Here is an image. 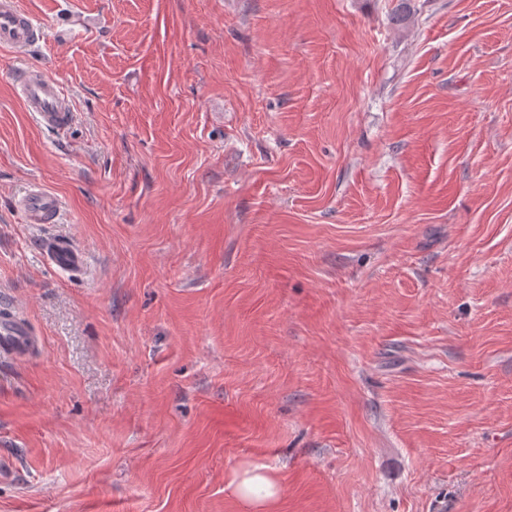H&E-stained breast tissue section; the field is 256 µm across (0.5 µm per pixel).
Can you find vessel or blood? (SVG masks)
Here are the masks:
<instances>
[{"label": "vessel or blood", "mask_w": 512, "mask_h": 512, "mask_svg": "<svg viewBox=\"0 0 512 512\" xmlns=\"http://www.w3.org/2000/svg\"><path fill=\"white\" fill-rule=\"evenodd\" d=\"M39 38V30L19 0H0V46L22 52ZM19 95L27 111L45 127L65 129L73 120L65 99L63 86L45 71L32 66L22 67L17 74ZM23 220L28 224H56L62 216V201L42 184L34 188L19 203ZM39 252L60 274L72 276L87 267V253L73 242L43 238ZM37 345L22 314L10 309L0 310V360L14 359L29 353Z\"/></svg>", "instance_id": "1"}]
</instances>
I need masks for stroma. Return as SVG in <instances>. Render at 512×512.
Returning a JSON list of instances; mask_svg holds the SVG:
<instances>
[{"mask_svg":"<svg viewBox=\"0 0 512 512\" xmlns=\"http://www.w3.org/2000/svg\"><path fill=\"white\" fill-rule=\"evenodd\" d=\"M20 4L0 306L42 347L0 361V512H252L255 468L270 512H512V0ZM19 95L27 112L45 127L65 129L73 120L63 86L40 68L23 66L17 74ZM19 210L27 224H57L62 216V201L52 190L36 183L21 199ZM38 251L62 275L72 276L87 267L86 251L71 241L45 237L39 240ZM242 501L251 506L269 509L279 494L278 484L261 472H245L236 484Z\"/></svg>","mask_w":512,"mask_h":512,"instance_id":"35a3bbf8","label":"stroma"}]
</instances>
